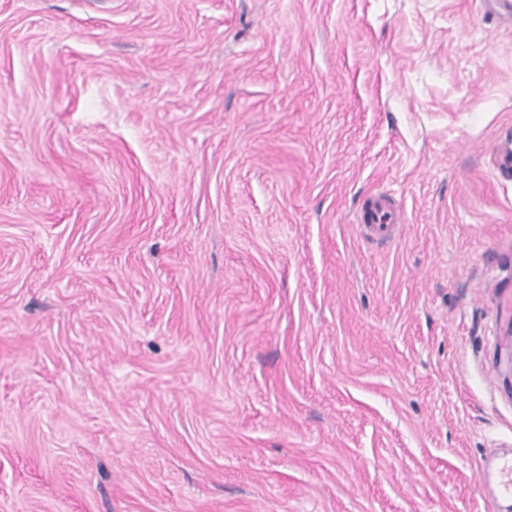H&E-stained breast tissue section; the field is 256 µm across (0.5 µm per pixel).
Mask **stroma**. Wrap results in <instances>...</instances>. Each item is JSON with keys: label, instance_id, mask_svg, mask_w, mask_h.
Listing matches in <instances>:
<instances>
[{"label": "stroma", "instance_id": "35a3bbf8", "mask_svg": "<svg viewBox=\"0 0 512 512\" xmlns=\"http://www.w3.org/2000/svg\"><path fill=\"white\" fill-rule=\"evenodd\" d=\"M484 3L0 0V512H496ZM397 218L398 211L385 198L378 197L364 209L361 222L366 224L372 237L384 241L391 237Z\"/></svg>", "mask_w": 512, "mask_h": 512}]
</instances>
